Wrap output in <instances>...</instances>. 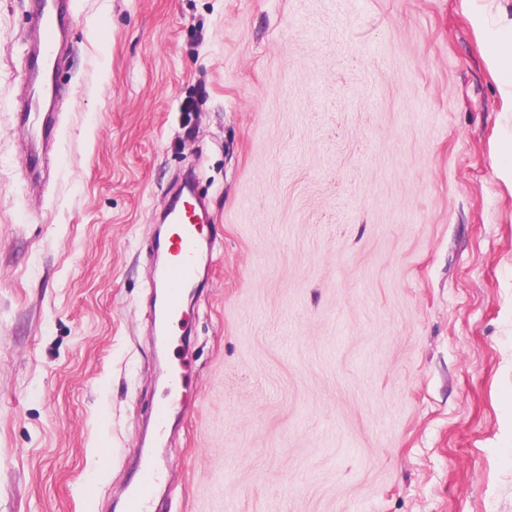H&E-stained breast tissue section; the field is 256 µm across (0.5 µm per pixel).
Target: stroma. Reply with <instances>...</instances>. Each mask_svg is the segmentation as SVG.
<instances>
[{
	"instance_id": "obj_1",
	"label": "stroma",
	"mask_w": 512,
	"mask_h": 512,
	"mask_svg": "<svg viewBox=\"0 0 512 512\" xmlns=\"http://www.w3.org/2000/svg\"><path fill=\"white\" fill-rule=\"evenodd\" d=\"M72 2L31 187L0 0V512H115L162 400L152 512H512V0ZM193 198L192 181L187 176L178 193L162 212V222L171 226L164 248L172 260L156 275L155 288L162 283L166 289L161 305L162 318L155 323L158 336L165 335V323H170L180 313L186 290L196 288L199 283L196 258L201 248L202 237L193 216L199 215L197 204L200 207L201 204L192 202Z\"/></svg>"
}]
</instances>
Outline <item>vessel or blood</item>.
Instances as JSON below:
<instances>
[{
  "label": "vessel or blood",
  "instance_id": "vessel-or-blood-1",
  "mask_svg": "<svg viewBox=\"0 0 512 512\" xmlns=\"http://www.w3.org/2000/svg\"><path fill=\"white\" fill-rule=\"evenodd\" d=\"M70 13V0H37V36L24 48L28 98L25 109L16 113L15 119L44 149L53 146L60 135V119L48 110L47 99L56 93V52ZM193 197L191 181H184L162 212L163 223L171 227L164 243L171 261L156 276L157 282L162 283L165 289L162 320L155 325L159 334L163 333L165 323L180 313L186 290L197 287L199 283L196 258L202 238L194 221L197 205ZM160 477L158 464L153 459H145L137 479L123 499L121 512H148Z\"/></svg>",
  "mask_w": 512,
  "mask_h": 512
}]
</instances>
